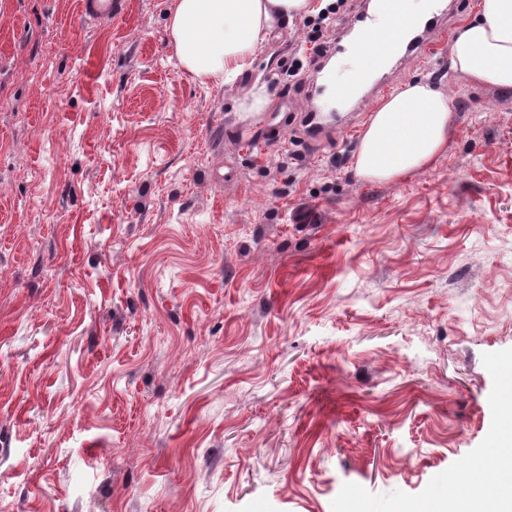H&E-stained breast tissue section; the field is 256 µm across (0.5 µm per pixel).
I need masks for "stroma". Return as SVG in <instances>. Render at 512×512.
<instances>
[{"instance_id": "35a3bbf8", "label": "stroma", "mask_w": 512, "mask_h": 512, "mask_svg": "<svg viewBox=\"0 0 512 512\" xmlns=\"http://www.w3.org/2000/svg\"><path fill=\"white\" fill-rule=\"evenodd\" d=\"M176 0H0V512H393L512 428V91L450 52L383 73L454 101L393 182L360 129L306 140L310 37L276 24L230 85L194 81ZM268 88L260 150L241 103Z\"/></svg>"}]
</instances>
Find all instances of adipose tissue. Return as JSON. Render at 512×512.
<instances>
[{
    "instance_id": "adipose-tissue-1",
    "label": "adipose tissue",
    "mask_w": 512,
    "mask_h": 512,
    "mask_svg": "<svg viewBox=\"0 0 512 512\" xmlns=\"http://www.w3.org/2000/svg\"><path fill=\"white\" fill-rule=\"evenodd\" d=\"M310 0H177L168 30L177 60L193 79L225 85L250 68L274 25ZM454 68L474 84L512 89V0H481L456 32ZM453 101L428 84L406 85L370 114L353 168L365 181H391L427 168L448 143ZM494 481L484 494L482 463L451 478L453 512H512V433L500 436Z\"/></svg>"
}]
</instances>
